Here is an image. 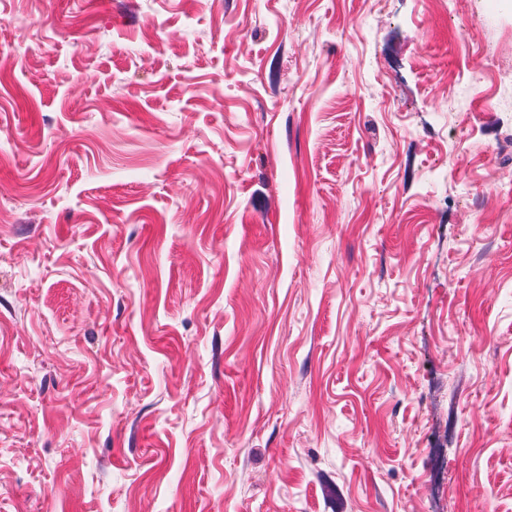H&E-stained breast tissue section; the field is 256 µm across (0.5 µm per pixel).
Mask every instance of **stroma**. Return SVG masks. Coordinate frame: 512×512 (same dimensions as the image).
<instances>
[{
  "instance_id": "stroma-1",
  "label": "stroma",
  "mask_w": 512,
  "mask_h": 512,
  "mask_svg": "<svg viewBox=\"0 0 512 512\" xmlns=\"http://www.w3.org/2000/svg\"><path fill=\"white\" fill-rule=\"evenodd\" d=\"M511 138L512 0H0V512H512Z\"/></svg>"
}]
</instances>
